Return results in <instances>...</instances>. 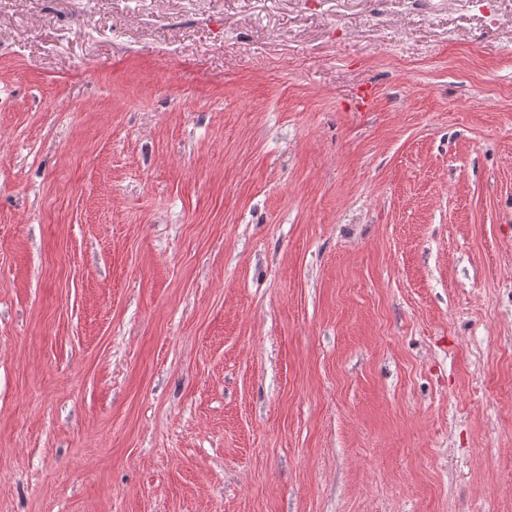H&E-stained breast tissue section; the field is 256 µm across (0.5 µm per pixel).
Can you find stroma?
<instances>
[{
    "mask_svg": "<svg viewBox=\"0 0 512 512\" xmlns=\"http://www.w3.org/2000/svg\"><path fill=\"white\" fill-rule=\"evenodd\" d=\"M0 512H512V0H0Z\"/></svg>",
    "mask_w": 512,
    "mask_h": 512,
    "instance_id": "stroma-1",
    "label": "stroma"
}]
</instances>
